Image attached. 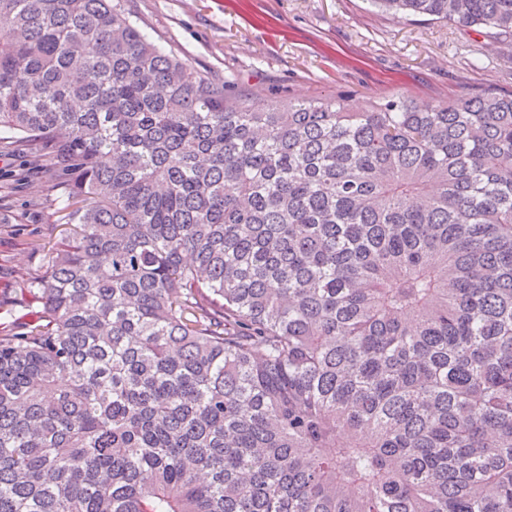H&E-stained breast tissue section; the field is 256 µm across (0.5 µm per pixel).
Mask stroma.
<instances>
[{
	"label": "stroma",
	"mask_w": 512,
	"mask_h": 512,
	"mask_svg": "<svg viewBox=\"0 0 512 512\" xmlns=\"http://www.w3.org/2000/svg\"><path fill=\"white\" fill-rule=\"evenodd\" d=\"M158 47L190 69L259 100L349 96L354 107L397 97L445 101L512 91V35L392 14L366 0H123ZM47 176L0 196V323L63 230Z\"/></svg>",
	"instance_id": "35a3bbf8"
}]
</instances>
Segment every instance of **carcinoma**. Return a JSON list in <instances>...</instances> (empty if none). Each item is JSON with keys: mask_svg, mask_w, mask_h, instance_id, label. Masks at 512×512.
Instances as JSON below:
<instances>
[{"mask_svg": "<svg viewBox=\"0 0 512 512\" xmlns=\"http://www.w3.org/2000/svg\"><path fill=\"white\" fill-rule=\"evenodd\" d=\"M512 35V0H371ZM0 512H512V93L232 95L121 0H0ZM47 176L40 169L31 171L27 183L8 194L2 191L0 223V323H10L27 312L15 297L14 288H22L21 278L42 269L48 249L60 238L62 230L70 227L56 224L53 210L46 203ZM33 243L45 245L35 250Z\"/></svg>", "mask_w": 512, "mask_h": 512, "instance_id": "obj_1", "label": "carcinoma"}]
</instances>
